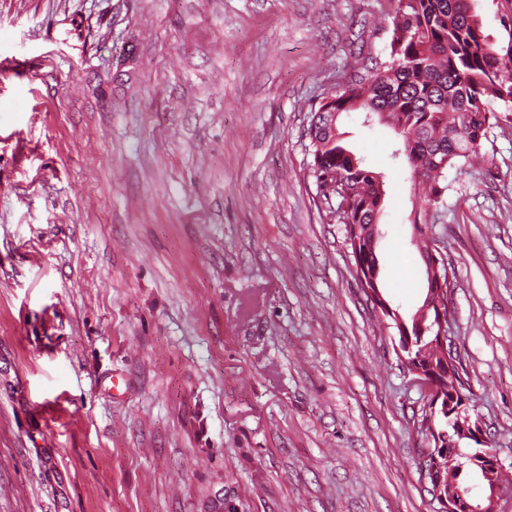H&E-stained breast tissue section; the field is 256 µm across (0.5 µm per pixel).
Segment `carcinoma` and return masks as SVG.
I'll return each instance as SVG.
<instances>
[{
	"mask_svg": "<svg viewBox=\"0 0 512 512\" xmlns=\"http://www.w3.org/2000/svg\"><path fill=\"white\" fill-rule=\"evenodd\" d=\"M503 31L486 34L474 0H395L387 45L388 58H362L349 72L342 88L327 92L306 129L316 182L329 177L339 184L337 198L346 210L330 208L343 225L354 266H367L370 276L361 288L380 305L393 327L404 322L411 335L416 324L427 327L422 343L413 346L414 365L432 363L444 369L435 349H427L436 327V307L422 304L408 319L402 318L381 295L376 245L385 191L381 175L348 146L339 120L348 112L390 127L401 139L414 194L421 200L412 224L419 236L439 218L448 191L446 172L463 166L500 122L512 120V0H498ZM434 427L439 437L450 435L457 444L468 437L456 434L448 416L438 413ZM443 484H464V477L483 478L482 469L462 452L439 457Z\"/></svg>",
	"mask_w": 512,
	"mask_h": 512,
	"instance_id": "1",
	"label": "carcinoma"
}]
</instances>
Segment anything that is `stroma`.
<instances>
[{
  "label": "stroma",
  "mask_w": 512,
  "mask_h": 512,
  "mask_svg": "<svg viewBox=\"0 0 512 512\" xmlns=\"http://www.w3.org/2000/svg\"><path fill=\"white\" fill-rule=\"evenodd\" d=\"M391 0H0V512H441L428 393L361 288L305 130ZM381 290L427 288L394 132ZM428 234L512 512V124Z\"/></svg>",
  "instance_id": "obj_1"
}]
</instances>
